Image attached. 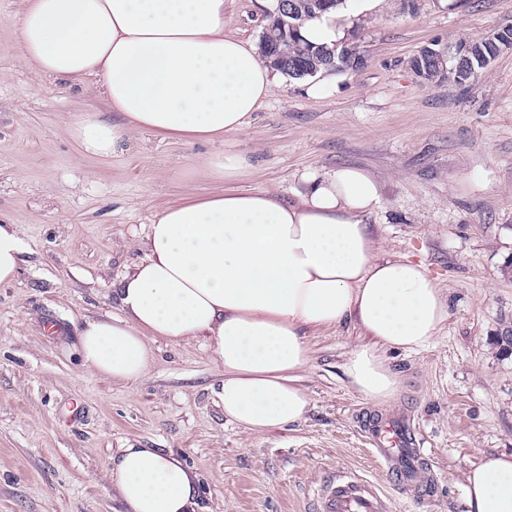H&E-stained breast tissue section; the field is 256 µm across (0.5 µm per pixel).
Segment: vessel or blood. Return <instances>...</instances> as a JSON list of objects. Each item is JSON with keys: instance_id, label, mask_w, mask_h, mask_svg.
Instances as JSON below:
<instances>
[{"instance_id": "obj_1", "label": "vessel or blood", "mask_w": 512, "mask_h": 512, "mask_svg": "<svg viewBox=\"0 0 512 512\" xmlns=\"http://www.w3.org/2000/svg\"><path fill=\"white\" fill-rule=\"evenodd\" d=\"M363 436L373 458L399 486L422 490L429 484L425 458L409 420L400 415H372ZM312 512H387L384 498L354 472L330 471L313 498Z\"/></svg>"}]
</instances>
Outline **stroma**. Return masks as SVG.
<instances>
[{"label": "stroma", "instance_id": "35a3bbf8", "mask_svg": "<svg viewBox=\"0 0 512 512\" xmlns=\"http://www.w3.org/2000/svg\"><path fill=\"white\" fill-rule=\"evenodd\" d=\"M20 0H0V220L25 252L0 284V512H122L106 472L118 449L179 453L208 512H309L331 469L373 483L388 512H465V474L512 453V50L465 85L423 82L410 66L512 25V0H383L350 30L363 67L280 75L240 132L216 142L131 135L111 157L80 155L69 119L118 122L90 87L37 80L17 47ZM276 0H226L224 30L259 41ZM327 90L311 95L313 81ZM244 156L221 180L207 162ZM357 166L379 185L372 217L384 251L424 262L449 299L447 322L416 355L390 353L402 380L376 405L347 383L349 328L311 336L301 384L305 420L254 436L215 395L224 369L201 343L154 344L134 384L83 371L70 353L84 320L120 315L112 287L146 253L166 205L217 190L271 189L294 200L303 178ZM410 419L432 461L428 492L393 485L360 425L368 413Z\"/></svg>", "mask_w": 512, "mask_h": 512}]
</instances>
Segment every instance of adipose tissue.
Returning a JSON list of instances; mask_svg holds the SVG:
<instances>
[{
	"instance_id": "ef3b65f1",
	"label": "adipose tissue",
	"mask_w": 512,
	"mask_h": 512,
	"mask_svg": "<svg viewBox=\"0 0 512 512\" xmlns=\"http://www.w3.org/2000/svg\"><path fill=\"white\" fill-rule=\"evenodd\" d=\"M380 0H345L304 23L308 42H344L346 15ZM18 48L33 74L90 86L119 113L71 127L83 155L111 156L124 137L214 142L243 130L273 94L276 70L224 31V0H21ZM295 201L273 191H217L158 211L147 253L114 290L122 316L90 318L72 348L82 370L135 382L152 341L204 339L223 366L224 415L251 434L304 420L301 374L316 330L352 327L344 372L365 399L393 401L387 352L427 348L448 300L423 262L381 250L370 218L375 178L343 166L308 178ZM108 481L126 512H198L199 479L174 451L122 448ZM466 512H512V454L488 453L465 475Z\"/></svg>"
}]
</instances>
